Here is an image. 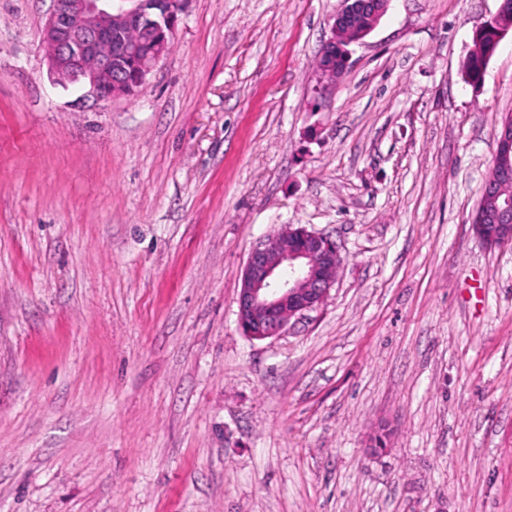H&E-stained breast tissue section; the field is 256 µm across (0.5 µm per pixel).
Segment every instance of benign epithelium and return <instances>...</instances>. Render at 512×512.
<instances>
[{
	"label": "benign epithelium",
	"mask_w": 512,
	"mask_h": 512,
	"mask_svg": "<svg viewBox=\"0 0 512 512\" xmlns=\"http://www.w3.org/2000/svg\"><path fill=\"white\" fill-rule=\"evenodd\" d=\"M42 30L50 74L60 84L80 82L98 99L134 96L174 37L179 0H52ZM391 0H341L326 48L348 57V46L367 36ZM157 40L152 56L134 62L132 30ZM495 166L471 216V228L489 248L512 245V114L496 137ZM343 258L330 237L301 224H284L250 251L240 275L238 323L244 335L264 340L291 319L320 306L336 284Z\"/></svg>",
	"instance_id": "1"
}]
</instances>
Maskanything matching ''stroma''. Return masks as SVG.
<instances>
[{
	"mask_svg": "<svg viewBox=\"0 0 512 512\" xmlns=\"http://www.w3.org/2000/svg\"><path fill=\"white\" fill-rule=\"evenodd\" d=\"M339 4L184 0L101 100L49 75L52 0H0V512H512V247L470 226L512 31L473 87L501 0H392L323 87ZM283 224L343 264L253 340ZM501 24H511L512 26V14L503 16L499 20L492 19L491 21L486 22L487 27L483 33L474 37L475 49L470 53L465 61V74L468 82L472 85L479 84L482 81L487 66L486 56L489 49V55H493L500 41L509 31L508 28L502 27L496 30V28ZM495 30L496 32L493 35L492 46L490 47V35ZM343 258L330 237L301 224H284L250 251L240 275L238 323L264 340L291 319L320 306L336 284Z\"/></svg>",
	"mask_w": 512,
	"mask_h": 512,
	"instance_id": "1",
	"label": "stroma"
}]
</instances>
